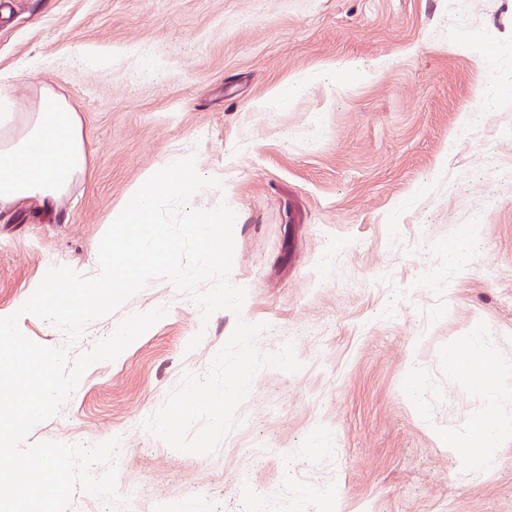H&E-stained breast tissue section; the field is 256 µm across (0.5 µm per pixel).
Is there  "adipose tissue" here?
<instances>
[{
    "label": "adipose tissue",
    "mask_w": 512,
    "mask_h": 512,
    "mask_svg": "<svg viewBox=\"0 0 512 512\" xmlns=\"http://www.w3.org/2000/svg\"><path fill=\"white\" fill-rule=\"evenodd\" d=\"M10 80V74H0V209L31 197L48 207L67 191L74 177L87 172L81 124L64 96L46 87L35 111H20L8 88ZM480 351L477 341H465L449 354L448 365L472 390L505 409L496 423L472 427V438L488 455L496 452L504 434L512 433V386L504 381L512 369L491 362L485 372L471 371L468 360Z\"/></svg>",
    "instance_id": "obj_1"
}]
</instances>
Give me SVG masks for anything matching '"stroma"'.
Returning <instances> with one entry per match:
<instances>
[{
  "label": "stroma",
  "instance_id": "obj_1",
  "mask_svg": "<svg viewBox=\"0 0 512 512\" xmlns=\"http://www.w3.org/2000/svg\"><path fill=\"white\" fill-rule=\"evenodd\" d=\"M341 58L339 89L314 80ZM23 65L21 109L44 87L65 96L89 163L52 211L0 213V317L50 267L95 275L112 211L175 155L221 180L190 205L235 211L230 280L247 290L241 314L206 320L156 279L76 342L21 315L72 363L129 314L167 309L25 439L120 437L124 504L91 511L78 491L70 512H512V437L477 474L478 445L441 443L499 415L449 351L475 336L512 367V87L483 103L512 74V0H0V70ZM275 88L284 102L263 110ZM240 319L266 324L264 353L292 344L302 370L261 369L215 453L173 450L143 422Z\"/></svg>",
  "mask_w": 512,
  "mask_h": 512
}]
</instances>
